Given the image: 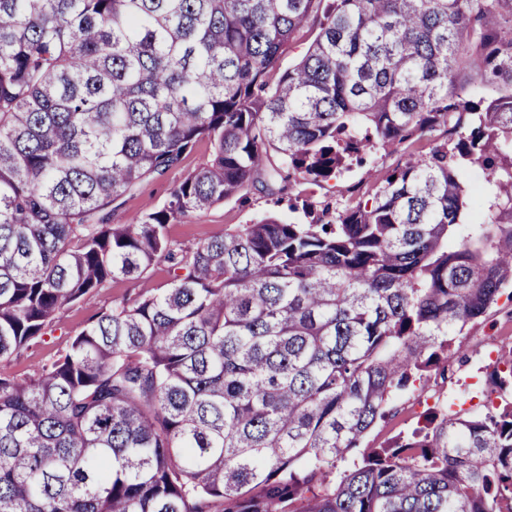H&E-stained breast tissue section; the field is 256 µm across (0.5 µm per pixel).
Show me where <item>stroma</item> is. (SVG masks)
<instances>
[{
    "mask_svg": "<svg viewBox=\"0 0 512 512\" xmlns=\"http://www.w3.org/2000/svg\"><path fill=\"white\" fill-rule=\"evenodd\" d=\"M430 149V142L421 141L412 144L407 150L402 148L396 152L383 149L374 151L365 164L351 166L325 182L318 189L315 199L337 206L347 205L354 199H368L374 192L377 179L403 161L407 153L425 154ZM211 151L210 143L199 142L186 156L181 168L145 181L126 193L112 205L113 223L123 224L136 213L161 207L170 188L183 173L205 163ZM273 211V206L265 194L255 191L251 193L248 205L243 206L234 201L216 205L195 213L182 222L169 225L168 235L174 242L192 245L222 235L224 231L238 225L263 218ZM277 214L287 222L293 218L292 213L285 210ZM169 279V267L162 262L149 270L147 282L124 278L111 281L98 295L63 310L59 315L60 327L54 333L32 342L17 356L0 360V370L17 376L31 374L35 368L48 363L65 350L71 337L80 332L98 311L122 301H133L143 285L160 288L166 286ZM492 336L498 337L499 350L512 348V303L506 299H499L485 316L468 323L463 335L456 337V345L461 346L469 355V362L454 365L449 369L446 378H433L428 390L411 387L400 392L396 402V414L373 428L364 438L363 447L376 448L396 436L411 434L413 429L423 425L431 416L434 410L431 400L435 397L453 403L455 410L461 414H473L474 409L468 403L469 397L474 392H489L493 389L491 375L495 364L488 358L486 347L487 339Z\"/></svg>",
    "mask_w": 512,
    "mask_h": 512,
    "instance_id": "stroma-1",
    "label": "stroma"
}]
</instances>
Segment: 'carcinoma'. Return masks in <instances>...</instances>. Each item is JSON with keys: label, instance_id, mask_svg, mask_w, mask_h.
<instances>
[{"label": "carcinoma", "instance_id": "obj_1", "mask_svg": "<svg viewBox=\"0 0 512 512\" xmlns=\"http://www.w3.org/2000/svg\"><path fill=\"white\" fill-rule=\"evenodd\" d=\"M441 127L370 199L314 201ZM253 190L304 220L169 238ZM161 262L167 287L0 373V512H512V401L361 448L512 286V0H0V359ZM211 151L210 143L199 142L186 156L180 168L171 170L162 177L145 181L112 203V223L124 224L136 213L161 207L168 197L170 188L178 182L183 173L194 170L205 163L209 159Z\"/></svg>", "mask_w": 512, "mask_h": 512}]
</instances>
